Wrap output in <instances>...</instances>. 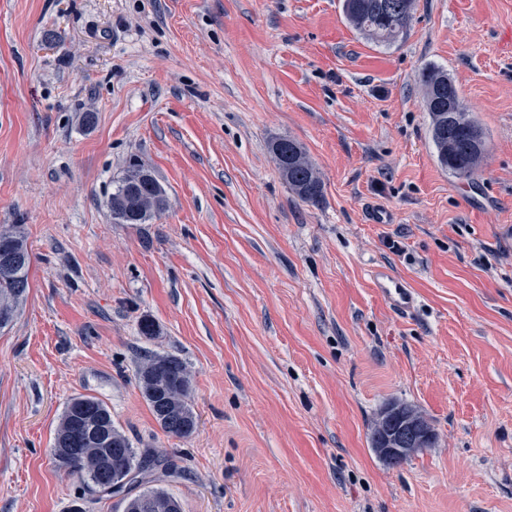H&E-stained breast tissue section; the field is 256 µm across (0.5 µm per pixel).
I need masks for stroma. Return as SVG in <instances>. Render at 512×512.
<instances>
[{
    "label": "stroma",
    "instance_id": "35a3bbf8",
    "mask_svg": "<svg viewBox=\"0 0 512 512\" xmlns=\"http://www.w3.org/2000/svg\"><path fill=\"white\" fill-rule=\"evenodd\" d=\"M430 66L486 133L470 178L437 161ZM281 137L320 203L282 179ZM133 157L167 207L116 224ZM1 224L31 264L0 329V512H122L52 462L78 394L176 461L183 512H512V0H416L389 47L340 0H0ZM148 352L189 366L192 437L144 401ZM392 400L438 436L395 468L368 442ZM270 150L290 189L302 201L318 204L323 197V182L304 147L294 139L278 138L271 141ZM371 278L374 287L392 309L401 313L414 310L417 297L403 279L383 266L375 267Z\"/></svg>",
    "mask_w": 512,
    "mask_h": 512
}]
</instances>
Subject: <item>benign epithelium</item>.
I'll return each instance as SVG.
<instances>
[{
    "label": "benign epithelium",
    "mask_w": 512,
    "mask_h": 512,
    "mask_svg": "<svg viewBox=\"0 0 512 512\" xmlns=\"http://www.w3.org/2000/svg\"><path fill=\"white\" fill-rule=\"evenodd\" d=\"M374 454L385 465L396 467L437 443V433L419 409L399 401L387 403L377 413L369 433Z\"/></svg>",
    "instance_id": "benign-epithelium-1"
}]
</instances>
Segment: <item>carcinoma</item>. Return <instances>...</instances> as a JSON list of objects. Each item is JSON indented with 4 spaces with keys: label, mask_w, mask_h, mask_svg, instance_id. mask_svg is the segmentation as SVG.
I'll return each mask as SVG.
<instances>
[{
    "label": "carcinoma",
    "mask_w": 512,
    "mask_h": 512,
    "mask_svg": "<svg viewBox=\"0 0 512 512\" xmlns=\"http://www.w3.org/2000/svg\"><path fill=\"white\" fill-rule=\"evenodd\" d=\"M415 0H343L349 23L378 45L390 46L407 35ZM424 103L430 116V138L442 167L459 177L471 176L486 155V134L469 115L448 72H422ZM279 172L303 201L317 204L323 182L304 147L294 139L270 143ZM166 192L152 171L133 160L110 197L112 217L125 211L135 216L125 224H147L166 208ZM9 247L15 266L0 271V313L5 325L14 320L28 283L31 255L20 224L0 226V244ZM191 371L181 358L150 353L137 364L135 379L161 429L174 437L189 438L197 429L191 400ZM57 469L78 476L91 494L120 495L124 512H172L179 502L156 485L160 472L177 473L175 463L149 450L138 452L115 426L108 406L99 398L78 395L66 404L50 449Z\"/></svg>",
    "instance_id": "carcinoma-1"
}]
</instances>
